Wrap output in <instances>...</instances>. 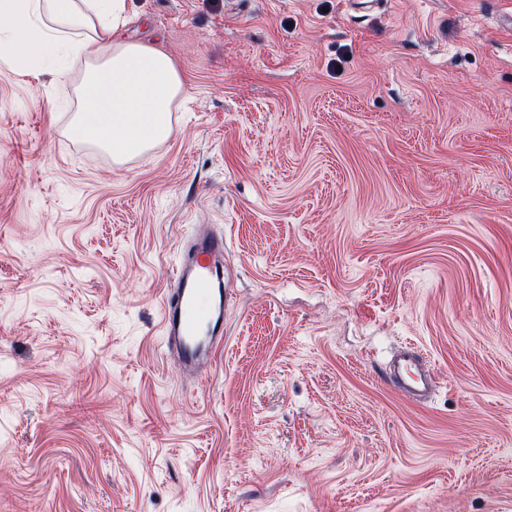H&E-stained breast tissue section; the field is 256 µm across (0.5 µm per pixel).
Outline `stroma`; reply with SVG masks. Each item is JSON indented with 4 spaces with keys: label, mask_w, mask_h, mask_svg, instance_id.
<instances>
[{
    "label": "stroma",
    "mask_w": 512,
    "mask_h": 512,
    "mask_svg": "<svg viewBox=\"0 0 512 512\" xmlns=\"http://www.w3.org/2000/svg\"><path fill=\"white\" fill-rule=\"evenodd\" d=\"M127 12L184 84L131 163L71 135L79 72L0 65V512H512V0ZM198 229L233 301L195 384ZM224 236L197 233L173 270L163 300L162 329L181 376L202 377L224 345V303L228 293L217 280ZM387 376L390 386L415 401L430 396L435 379V374L413 347L404 348L391 360Z\"/></svg>",
    "instance_id": "35a3bbf8"
}]
</instances>
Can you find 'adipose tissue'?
I'll list each match as a JSON object with an SVG mask.
<instances>
[{
    "mask_svg": "<svg viewBox=\"0 0 512 512\" xmlns=\"http://www.w3.org/2000/svg\"><path fill=\"white\" fill-rule=\"evenodd\" d=\"M126 0H0V60L24 74L80 69L70 131L126 164L173 133L184 86L163 51L124 36Z\"/></svg>",
    "mask_w": 512,
    "mask_h": 512,
    "instance_id": "adipose-tissue-1",
    "label": "adipose tissue"
}]
</instances>
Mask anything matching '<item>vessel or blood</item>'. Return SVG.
<instances>
[{
    "label": "vessel or blood",
    "mask_w": 512,
    "mask_h": 512,
    "mask_svg": "<svg viewBox=\"0 0 512 512\" xmlns=\"http://www.w3.org/2000/svg\"><path fill=\"white\" fill-rule=\"evenodd\" d=\"M224 238L197 233L172 275L162 306V329L180 375H205L224 345V305L228 293L216 278ZM435 375L418 350L404 348L391 360L390 386L415 401L427 399Z\"/></svg>",
    "instance_id": "1"
}]
</instances>
